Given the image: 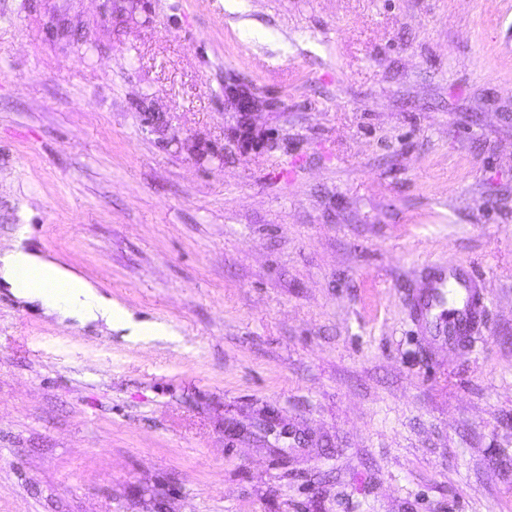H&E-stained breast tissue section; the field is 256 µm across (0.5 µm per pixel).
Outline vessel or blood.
I'll list each match as a JSON object with an SVG mask.
<instances>
[{
  "instance_id": "vessel-or-blood-1",
  "label": "vessel or blood",
  "mask_w": 512,
  "mask_h": 512,
  "mask_svg": "<svg viewBox=\"0 0 512 512\" xmlns=\"http://www.w3.org/2000/svg\"><path fill=\"white\" fill-rule=\"evenodd\" d=\"M410 304L417 324L431 331V343L444 346L453 360L469 348L485 323L486 288L463 265H435L426 287L412 293Z\"/></svg>"
}]
</instances>
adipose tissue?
<instances>
[{
  "label": "adipose tissue",
  "mask_w": 512,
  "mask_h": 512,
  "mask_svg": "<svg viewBox=\"0 0 512 512\" xmlns=\"http://www.w3.org/2000/svg\"><path fill=\"white\" fill-rule=\"evenodd\" d=\"M33 234L30 225L20 226L11 247L0 250V286L23 303L39 305L44 315L79 328L119 324L136 333L144 331V323L116 309L93 283L35 249Z\"/></svg>",
  "instance_id": "1"
}]
</instances>
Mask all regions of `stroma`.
I'll return each instance as SVG.
<instances>
[{
	"label": "stroma",
	"instance_id": "1",
	"mask_svg": "<svg viewBox=\"0 0 512 512\" xmlns=\"http://www.w3.org/2000/svg\"><path fill=\"white\" fill-rule=\"evenodd\" d=\"M21 224L166 333L0 288V512H512V0H0ZM448 262L454 364L407 304ZM224 99L235 109L238 116L234 137L242 145L254 138L252 118L262 107V101L250 90L240 85H225ZM431 277L426 288L411 294L410 304L417 324L431 331L429 342L444 346L452 363L469 348L472 335L485 323L486 288L484 281L462 264L429 266ZM448 288L456 300L448 304Z\"/></svg>",
	"mask_w": 512,
	"mask_h": 512
}]
</instances>
